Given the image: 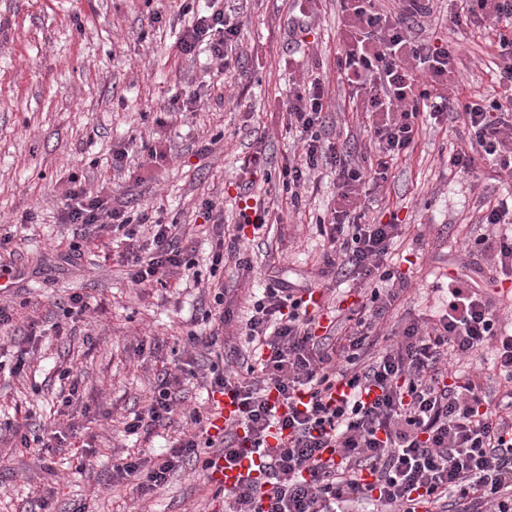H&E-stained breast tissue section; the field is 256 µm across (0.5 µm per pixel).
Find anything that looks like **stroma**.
I'll return each instance as SVG.
<instances>
[{
	"instance_id": "1",
	"label": "stroma",
	"mask_w": 512,
	"mask_h": 512,
	"mask_svg": "<svg viewBox=\"0 0 512 512\" xmlns=\"http://www.w3.org/2000/svg\"><path fill=\"white\" fill-rule=\"evenodd\" d=\"M184 0H0V231H12L33 213L13 252L0 265L16 271L0 299L11 302L14 319L0 329V354L11 356L31 321L51 325L62 316L57 302L68 294L88 295L90 311L68 324L64 336L39 342L26 377L0 375V419L31 428L74 426L47 460L37 449L0 443V512H43L53 489L57 512L83 503L88 512H212V484L186 463L166 486L140 496L134 484L113 483L112 465L125 454L156 457L187 429L185 414L204 403L197 381L182 387V411L150 437L120 433L124 417L150 397L158 376L216 358L199 348L184 352L188 330H204L200 318L213 302L211 290L171 276L166 286L133 288L102 236L82 247L75 261L65 257L71 226L61 223V194L69 176L85 177L119 204L148 210L163 221L178 220L179 237L191 242L202 276L219 232H235L238 186L251 177L247 158L265 153L280 166L299 146L289 136L288 93L304 78L330 80L326 130L346 141L360 161L368 138L363 115L351 111L348 94L336 81L339 13L336 0H315L317 35L297 53L287 51L289 25L299 13L296 0H223L240 23L239 61L220 65L207 53L188 58L177 48L180 30L196 14ZM428 36L459 47L461 95L492 92V38L446 20L432 21ZM199 91L197 111L170 114L168 100ZM459 127L423 130L413 154L372 189L368 216L383 219L398 211L411 230L391 254L407 271L409 284L396 313L409 320L430 315L434 286L463 273L464 242L481 234L475 222L480 194L512 189V177L480 178L448 171L446 155ZM162 143L167 159L142 162V144ZM128 148L127 174L112 168V152ZM272 223L262 244H247L253 270L242 275L226 263L218 276L224 303L243 313L253 289L279 278L300 288L315 283L336 287L322 255L328 244L315 221L339 199L335 176L323 177L303 193L300 212L288 210L277 182H270ZM224 212L222 230L195 225L202 199ZM149 351L137 356L140 344ZM79 380L82 414L63 415L60 369Z\"/></svg>"
}]
</instances>
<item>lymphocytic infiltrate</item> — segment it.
<instances>
[{
  "label": "lymphocytic infiltrate",
  "mask_w": 512,
  "mask_h": 512,
  "mask_svg": "<svg viewBox=\"0 0 512 512\" xmlns=\"http://www.w3.org/2000/svg\"><path fill=\"white\" fill-rule=\"evenodd\" d=\"M340 0L343 37L337 77L364 114L374 163L353 162L338 141L324 138L330 93L320 77L302 81L288 97L289 133L300 145L279 169L292 207L300 189L321 169L336 176L341 203L317 217L329 249L324 264L349 276L359 299L329 316L328 289L308 302L312 288L270 285L255 295L239 327L253 357L212 362L207 395L231 392L238 420L221 442L184 437L156 458L125 456L112 476L134 482L140 495L157 493L184 460L203 471L231 465L244 445L261 451L265 467L245 476L234 491L215 486L224 512H512V322L503 321L492 298L469 275L449 278L446 297L430 318L381 325L408 286L390 263L393 242L407 225L366 216L367 187L386 182L401 157L414 152L425 126L455 114L465 136L448 151L449 171L477 174L480 165L512 175V0H452L453 23L466 20L498 40V87L490 97H452L458 85V49L434 43L416 24L440 0ZM240 30L224 10L208 9L177 40L182 54L207 47L228 62ZM61 198V221L78 239L115 236L130 283L166 285L173 273L189 275L188 248L175 243V224L129 215L107 196L70 177ZM477 221L485 231L468 243L498 279L512 280V197L483 200ZM489 353L487 372L457 375L454 361ZM181 376L159 379L151 399L124 423L127 435H151L178 409ZM503 390L492 399L489 389ZM344 397H336L340 387ZM284 440L268 444L271 429Z\"/></svg>",
  "instance_id": "f902f5d3"
}]
</instances>
